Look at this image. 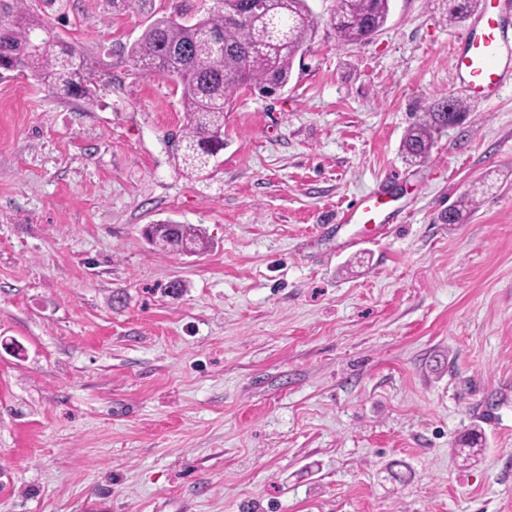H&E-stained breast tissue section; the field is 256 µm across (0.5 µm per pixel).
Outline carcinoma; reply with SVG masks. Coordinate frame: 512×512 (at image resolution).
I'll return each mask as SVG.
<instances>
[{
    "instance_id": "cac0c4a2",
    "label": "carcinoma",
    "mask_w": 512,
    "mask_h": 512,
    "mask_svg": "<svg viewBox=\"0 0 512 512\" xmlns=\"http://www.w3.org/2000/svg\"><path fill=\"white\" fill-rule=\"evenodd\" d=\"M15 5L0 3V70L29 72L75 96L93 100L91 63L83 53L49 31L46 20ZM448 21L459 23L475 12L479 0H444ZM217 9L185 25L159 18L131 48L138 68L159 72L182 87L187 125L175 144L174 157L182 169L207 179L218 171L224 150V108L241 88L270 94L288 85L293 63L315 27L307 0H272L261 16H227L224 0ZM389 0H336L334 25L340 41L361 42L383 27ZM469 112L456 97L429 105L408 128L404 150L412 161L430 158L437 132L461 124ZM476 207V192L459 196L443 221L466 224ZM146 236L162 249L195 252L202 242L191 224H151Z\"/></svg>"
}]
</instances>
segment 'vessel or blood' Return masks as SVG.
I'll return each mask as SVG.
<instances>
[{
    "instance_id": "1",
    "label": "vessel or blood",
    "mask_w": 512,
    "mask_h": 512,
    "mask_svg": "<svg viewBox=\"0 0 512 512\" xmlns=\"http://www.w3.org/2000/svg\"><path fill=\"white\" fill-rule=\"evenodd\" d=\"M507 44L503 19L498 4L492 0L480 15V31L467 36L461 51L453 57L454 70L468 90L487 100L500 96L505 87L501 60ZM384 203L382 192L360 196L348 209L345 219L364 222Z\"/></svg>"
}]
</instances>
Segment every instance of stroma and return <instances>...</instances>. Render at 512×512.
Masks as SVG:
<instances>
[{
  "label": "stroma",
  "instance_id": "stroma-1",
  "mask_svg": "<svg viewBox=\"0 0 512 512\" xmlns=\"http://www.w3.org/2000/svg\"><path fill=\"white\" fill-rule=\"evenodd\" d=\"M215 5L70 0L50 24L93 100L0 78V512H512V64L488 102L452 65L475 21L442 0H390L348 45L309 0L289 84L233 94L202 181L172 155L176 83L130 51ZM448 95L465 122L410 162ZM379 187L374 222L337 221ZM168 221L208 247H155ZM469 112L467 104L456 97H444L429 105L422 118L408 128L404 136V150L414 162L431 156L434 136L440 130L461 124ZM476 191H467L459 196L453 205L448 210V215L445 214L443 221L446 224H465L468 223L472 213L476 207Z\"/></svg>",
  "mask_w": 512,
  "mask_h": 512
}]
</instances>
